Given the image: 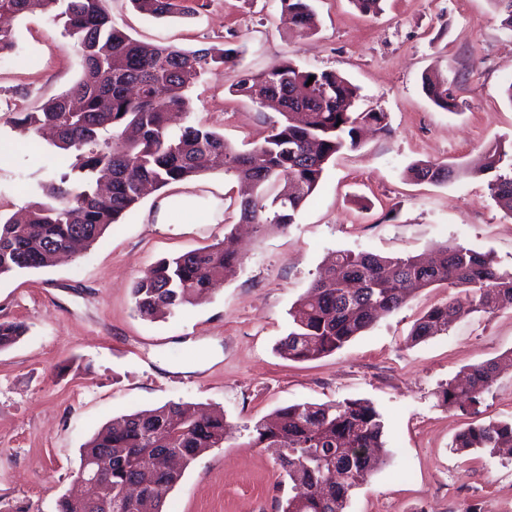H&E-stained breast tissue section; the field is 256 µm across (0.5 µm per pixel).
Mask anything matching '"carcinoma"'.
Returning a JSON list of instances; mask_svg holds the SVG:
<instances>
[{
  "instance_id": "1",
  "label": "carcinoma",
  "mask_w": 512,
  "mask_h": 512,
  "mask_svg": "<svg viewBox=\"0 0 512 512\" xmlns=\"http://www.w3.org/2000/svg\"><path fill=\"white\" fill-rule=\"evenodd\" d=\"M130 2L156 19L195 14L181 0ZM279 2L295 30L310 33L311 0ZM34 11L62 25L81 52L84 70L68 91L13 118L23 132L52 129L61 163L50 179L37 183L38 200L15 215L0 216V275L48 267L60 251L82 257L138 206L145 187L157 190L209 169L236 178L241 222L258 231L284 230L295 223L336 153L357 148L367 126L387 130L384 113L356 111L355 85L333 72L303 70L288 58L261 73L243 71L232 85L233 94L280 115L251 150H237L212 129L188 125L175 131L170 115L191 111L187 91L206 73L235 66L238 48L225 43L185 50L142 43L113 21L107 0H0L1 15ZM423 90L439 109L456 107L444 80L426 75ZM493 171L491 194L512 216V156L497 145L486 150L479 169ZM104 172L111 175L106 189ZM458 174L452 166L431 162L406 169L417 182L446 183ZM241 266L230 235L219 244L163 259L135 284L136 311L151 321L170 316L205 299ZM435 285L454 288L458 296L416 319L408 337L412 344L447 331L464 316L512 307V271L495 267L488 252L451 245L431 265L420 256L338 251L293 304L292 329L278 353L297 362L334 353L379 315ZM26 333L21 323L0 322V350ZM505 361L512 366V356ZM505 361L471 366L440 391L442 402L462 411L475 408ZM383 433L382 417L371 402L344 399L282 407L253 424L249 445L272 451L292 483L294 495L278 502L279 512H344L352 490L383 464ZM229 438L224 415L196 414L181 403L114 418L82 448L81 461L101 465V480L85 498H59L56 512H104L105 503L112 512H163L182 476L171 460L186 466ZM453 448L482 449L511 460L512 419L473 422L456 436ZM132 485L137 486L134 498L128 495Z\"/></svg>"
}]
</instances>
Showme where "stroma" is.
<instances>
[{"label":"stroma","mask_w":512,"mask_h":512,"mask_svg":"<svg viewBox=\"0 0 512 512\" xmlns=\"http://www.w3.org/2000/svg\"><path fill=\"white\" fill-rule=\"evenodd\" d=\"M192 17L155 19L129 0H108L133 38L186 49L232 43L241 68L262 72L282 58L330 71L359 89V109L385 113L389 131L368 134L331 160L285 231L240 225L238 184L221 171L147 195L83 257L0 276V321L27 333L0 351V501L54 512L70 493L86 442L115 417L170 402L220 412L233 432L191 462L165 512H278L288 480L271 451L248 447L247 427L295 403L365 399L384 422V463L354 489L346 512H512V461L452 444L469 416L443 405L442 386L471 365L512 352V308L466 317L413 345L416 318L446 303L430 287L323 358L295 362L277 345L289 311L339 250L385 256L432 254L449 244L492 253L512 270V217L496 205L490 177L473 168L489 145L512 154V30L490 0H384L377 14L351 0H312L313 34L299 35L279 0H188ZM17 49L0 57V212L30 199L54 170L14 128L16 113L68 89L81 75L62 26L34 12L12 19ZM444 78L454 111L433 105L422 76ZM220 68L192 92L182 125L203 124L238 150L267 130L263 112L232 95ZM447 163L458 178L415 184L414 162ZM200 198V216L159 224V203ZM238 236L241 269L205 301L156 322L136 312L132 288L156 262Z\"/></svg>","instance_id":"35a3bbf8"}]
</instances>
